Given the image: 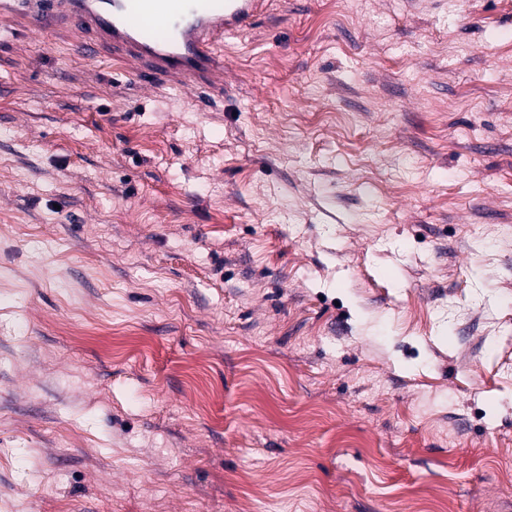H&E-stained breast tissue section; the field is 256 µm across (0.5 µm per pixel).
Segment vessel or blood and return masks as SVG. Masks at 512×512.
<instances>
[{"label": "vessel or blood", "instance_id": "1", "mask_svg": "<svg viewBox=\"0 0 512 512\" xmlns=\"http://www.w3.org/2000/svg\"><path fill=\"white\" fill-rule=\"evenodd\" d=\"M266 8L267 0H45L31 23L73 24L86 52L107 48L139 75L220 92L219 42Z\"/></svg>", "mask_w": 512, "mask_h": 512}]
</instances>
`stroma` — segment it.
Masks as SVG:
<instances>
[{
	"label": "stroma",
	"instance_id": "obj_1",
	"mask_svg": "<svg viewBox=\"0 0 512 512\" xmlns=\"http://www.w3.org/2000/svg\"><path fill=\"white\" fill-rule=\"evenodd\" d=\"M2 27L0 512H512V0ZM32 26L65 21L81 35L80 47L112 50L139 75L224 92L217 51L224 35L249 28L266 0H46Z\"/></svg>",
	"mask_w": 512,
	"mask_h": 512
}]
</instances>
